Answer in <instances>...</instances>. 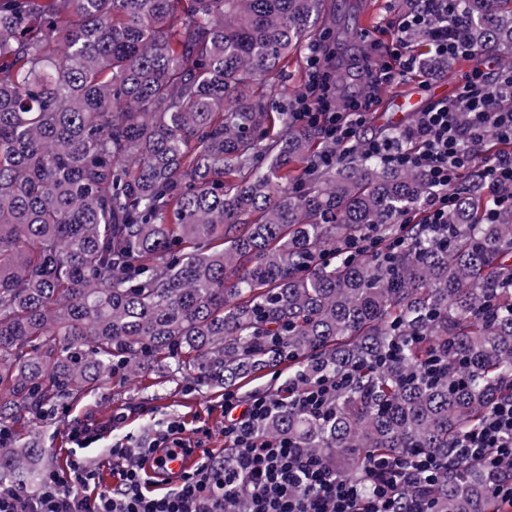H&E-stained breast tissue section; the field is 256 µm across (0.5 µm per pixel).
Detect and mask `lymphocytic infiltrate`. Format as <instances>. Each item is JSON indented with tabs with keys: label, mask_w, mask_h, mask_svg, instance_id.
I'll use <instances>...</instances> for the list:
<instances>
[{
	"label": "lymphocytic infiltrate",
	"mask_w": 512,
	"mask_h": 512,
	"mask_svg": "<svg viewBox=\"0 0 512 512\" xmlns=\"http://www.w3.org/2000/svg\"><path fill=\"white\" fill-rule=\"evenodd\" d=\"M420 2L399 19L386 48L389 64L366 65V88L413 71L416 59L406 50L409 37L417 32L428 38L436 61L450 63L473 54L470 42L448 23L459 0ZM335 57L332 48L311 49L308 63L321 77V92L301 94L295 118L321 124L325 138L337 146L358 147L383 164L424 172L432 188L424 204L428 235L447 233L446 218L457 203L455 188L474 167L482 169L492 204L504 203L502 190L512 186V152L485 157L478 146L489 135L512 145V111L500 105L502 98L512 96V69H497L491 80L480 72L463 77L456 95L416 113L413 125L404 130L412 142L406 148L390 138H361L368 110L357 96L336 100ZM283 405L272 393L244 402L236 393L225 392L224 440L232 454L230 463L204 460L164 494L149 490L145 471L159 450L182 447L184 425L175 419L154 438L113 446L112 469L118 481L112 488L84 495L94 473L75 461L67 474L49 472L30 501L13 483L1 480L0 512H224L225 500L245 489L250 492L247 512H429L424 497L406 501L400 495L401 488L433 477L437 465L428 456L412 453L377 464L361 481H345L321 457L291 441L259 434V424ZM456 446L461 458H512V397L500 399Z\"/></svg>",
	"instance_id": "1"
}]
</instances>
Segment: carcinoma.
I'll return each instance as SVG.
<instances>
[{"mask_svg":"<svg viewBox=\"0 0 512 512\" xmlns=\"http://www.w3.org/2000/svg\"><path fill=\"white\" fill-rule=\"evenodd\" d=\"M323 3L0 0V425L115 373L236 388L286 362L282 393L352 379L331 418L289 404L263 434L351 479L423 452L443 468L406 497L505 512L512 460L451 443L512 396V204L492 208L477 167L431 239L400 223L424 173L360 151L317 165L322 126L273 97L333 30ZM454 24L512 67V0H461ZM47 461L35 436L0 441L24 496Z\"/></svg>","mask_w":512,"mask_h":512,"instance_id":"obj_1","label":"carcinoma"}]
</instances>
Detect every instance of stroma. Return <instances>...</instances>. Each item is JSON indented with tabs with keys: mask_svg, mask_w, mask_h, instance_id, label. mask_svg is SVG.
<instances>
[{
	"mask_svg": "<svg viewBox=\"0 0 512 512\" xmlns=\"http://www.w3.org/2000/svg\"><path fill=\"white\" fill-rule=\"evenodd\" d=\"M325 12L336 19V44L343 58H350L368 43L386 46L390 42L391 22L405 12L403 0H325ZM495 55L460 58L452 64L435 66L431 73L416 72L398 83L380 85L372 93V115H385L393 94L406 93L418 82H425V97H434L437 85L454 88L463 75L475 69L499 68ZM224 392L193 382L184 374L168 377L144 372L134 377L114 375L110 384L87 393L75 402H66L44 416L30 418L26 428L35 433L50 453L49 469L65 472L73 461H81L95 472L97 489L117 482L112 472L114 444H136L154 434L162 423L175 418L184 422L185 443L201 446L209 457L223 460ZM126 417L113 427L112 417ZM99 430V440L84 448L71 440L74 429Z\"/></svg>",
	"mask_w": 512,
	"mask_h": 512,
	"instance_id": "35a3bbf8",
	"label": "stroma"
}]
</instances>
